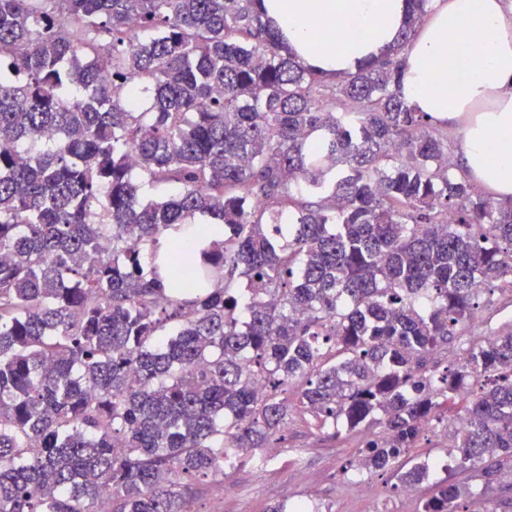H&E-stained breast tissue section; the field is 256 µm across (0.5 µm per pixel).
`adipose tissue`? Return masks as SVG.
Returning a JSON list of instances; mask_svg holds the SVG:
<instances>
[{
	"mask_svg": "<svg viewBox=\"0 0 512 512\" xmlns=\"http://www.w3.org/2000/svg\"><path fill=\"white\" fill-rule=\"evenodd\" d=\"M303 65L336 78L386 51L408 0H263ZM399 90L416 111L459 126L472 182L512 200V11L503 0H436L406 55Z\"/></svg>",
	"mask_w": 512,
	"mask_h": 512,
	"instance_id": "ef3b65f1",
	"label": "adipose tissue"
}]
</instances>
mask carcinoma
Returning a JSON list of instances; mask_svg holds the SVG:
<instances>
[{
	"mask_svg": "<svg viewBox=\"0 0 512 512\" xmlns=\"http://www.w3.org/2000/svg\"><path fill=\"white\" fill-rule=\"evenodd\" d=\"M258 2L0 0V512H192L296 409L364 435L343 478L412 491L423 423L462 416L456 470L512 498V327L478 332L512 202L399 94L431 0L336 83ZM202 217L224 239L182 245Z\"/></svg>",
	"mask_w": 512,
	"mask_h": 512,
	"instance_id": "cac0c4a2",
	"label": "carcinoma"
}]
</instances>
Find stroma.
<instances>
[{
	"instance_id": "obj_1",
	"label": "stroma",
	"mask_w": 512,
	"mask_h": 512,
	"mask_svg": "<svg viewBox=\"0 0 512 512\" xmlns=\"http://www.w3.org/2000/svg\"><path fill=\"white\" fill-rule=\"evenodd\" d=\"M452 436V427L436 423L420 441V454L429 456L435 466L418 493L393 492L394 479L384 474L376 478L377 497L368 498L340 476L343 465L358 457L360 436L329 439L310 417L295 414L275 452L255 448L225 465L223 496H216L213 481L196 484L193 508L195 512H267L278 503L305 502L310 512H414L418 495L432 492L454 467L453 458L443 452Z\"/></svg>"
}]
</instances>
